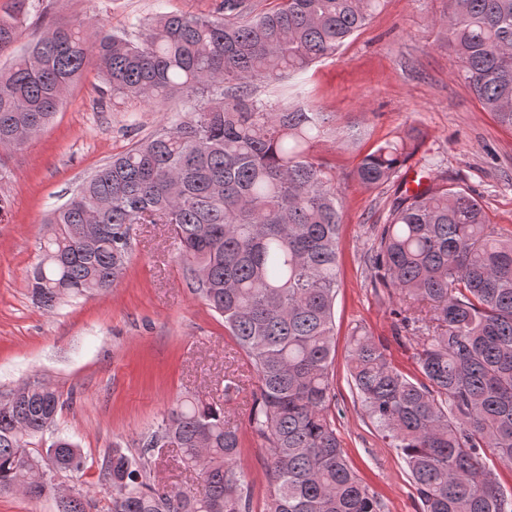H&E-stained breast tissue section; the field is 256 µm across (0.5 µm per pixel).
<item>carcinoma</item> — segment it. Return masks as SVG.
I'll list each match as a JSON object with an SVG mask.
<instances>
[{
  "mask_svg": "<svg viewBox=\"0 0 512 512\" xmlns=\"http://www.w3.org/2000/svg\"><path fill=\"white\" fill-rule=\"evenodd\" d=\"M384 0H281L257 12L224 0L218 14L160 13L134 41L94 17L51 21L16 50L26 0L0 16V151L23 147L94 67L112 97L178 94L186 113L112 156L47 220L43 257L29 278L53 311L102 291L126 268L136 224H166L183 278L224 319L256 375L248 424L269 451L263 512H384L348 463L330 415L333 308L342 215L331 168L310 155L325 113L275 108L254 84L305 72L363 29ZM460 77L483 109L512 129V0H448L443 20ZM410 129L365 155L369 187L391 180L414 153ZM369 264L392 300L395 326L425 313L416 374L396 367L368 333L353 338L349 376L366 417L400 455L421 512H512V489L487 465L512 471V230L487 220L472 194L432 179L395 189ZM0 404V489L32 499L42 475L30 439L51 427L60 397L33 382ZM241 432L224 406L185 395L143 443L179 449L195 491L150 483L148 460L121 449L109 512H251L239 466ZM60 471L84 467L58 437ZM77 492L62 512H89Z\"/></svg>",
  "mask_w": 512,
  "mask_h": 512,
  "instance_id": "obj_1",
  "label": "carcinoma"
}]
</instances>
